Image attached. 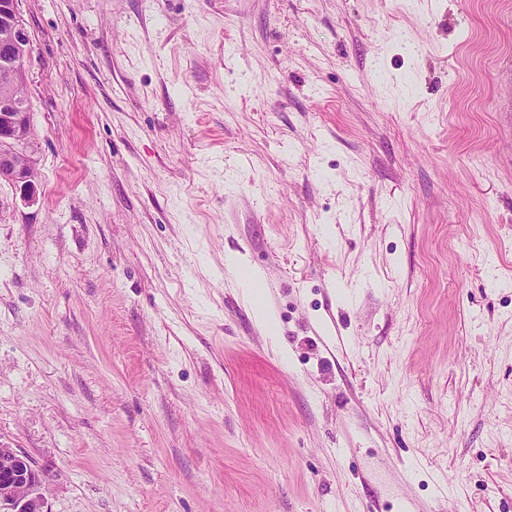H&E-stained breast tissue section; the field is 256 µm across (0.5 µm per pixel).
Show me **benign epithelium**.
Segmentation results:
<instances>
[{
  "instance_id": "1",
  "label": "benign epithelium",
  "mask_w": 512,
  "mask_h": 512,
  "mask_svg": "<svg viewBox=\"0 0 512 512\" xmlns=\"http://www.w3.org/2000/svg\"><path fill=\"white\" fill-rule=\"evenodd\" d=\"M20 2L0 0V26L8 30V38L0 42V79L24 87L31 43ZM22 102L20 96L0 97V182L12 184L23 202L33 205L38 159L28 144L30 112ZM41 486L42 476L26 456L0 447V512H46Z\"/></svg>"
}]
</instances>
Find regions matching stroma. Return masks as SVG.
<instances>
[{
  "label": "stroma",
  "mask_w": 512,
  "mask_h": 512,
  "mask_svg": "<svg viewBox=\"0 0 512 512\" xmlns=\"http://www.w3.org/2000/svg\"><path fill=\"white\" fill-rule=\"evenodd\" d=\"M20 10L0 446L47 512H512V0ZM20 96L0 97V182L12 184L25 204L37 202V164L31 136L30 112Z\"/></svg>",
  "instance_id": "obj_1"
}]
</instances>
